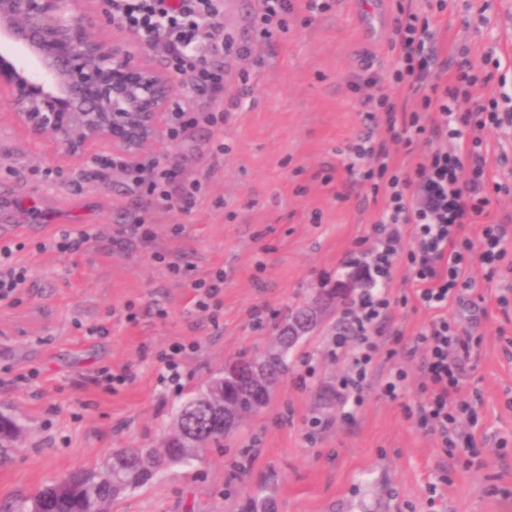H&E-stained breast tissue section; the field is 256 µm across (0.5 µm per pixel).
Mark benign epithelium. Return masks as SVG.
<instances>
[{
    "label": "benign epithelium",
    "instance_id": "obj_1",
    "mask_svg": "<svg viewBox=\"0 0 512 512\" xmlns=\"http://www.w3.org/2000/svg\"><path fill=\"white\" fill-rule=\"evenodd\" d=\"M98 9L84 12L76 0H0V44L18 46L20 56L0 55V95L15 120L34 139H47L67 159L82 157L95 143L133 160L163 135L175 92L166 70L144 61L152 47L94 37L103 23ZM346 285L288 316L277 350L284 355L319 324L326 302ZM262 358L251 356L224 366L201 392L224 397V379L253 382L250 410L267 402L270 380ZM242 404L224 402V428L244 413Z\"/></svg>",
    "mask_w": 512,
    "mask_h": 512
}]
</instances>
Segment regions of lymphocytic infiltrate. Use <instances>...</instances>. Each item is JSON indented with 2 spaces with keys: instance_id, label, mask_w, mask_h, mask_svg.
Returning a JSON list of instances; mask_svg holds the SVG:
<instances>
[{
  "instance_id": "f902f5d3",
  "label": "lymphocytic infiltrate",
  "mask_w": 512,
  "mask_h": 512,
  "mask_svg": "<svg viewBox=\"0 0 512 512\" xmlns=\"http://www.w3.org/2000/svg\"><path fill=\"white\" fill-rule=\"evenodd\" d=\"M222 0H112V17L120 27L141 40L162 48L170 67L190 75L200 94H224L223 67L214 55L232 49L250 56L248 45H233L224 33ZM295 0H259L253 25L259 36L273 38L288 30ZM391 48L394 64L388 75L365 71L350 82L366 109L367 131L346 147L350 174L381 197L383 207L372 226L370 248L363 270L368 286L344 305L331 355L344 366L333 394L347 404L345 419L362 407L368 377L379 352L381 336L391 314L388 287L398 265H405L412 282V297L433 313L417 334L423 349L419 366L420 391L425 399L416 410V423L434 435L441 446L455 442L472 446L465 419L473 404L460 396L465 363L477 339L448 310L470 287L468 273L481 264L486 279H494L512 254V230L490 222L491 197L484 132L512 126V96L478 101L476 90L485 86L468 59L441 60L438 30L432 16L406 8L397 0ZM407 87L413 108H398L388 87ZM431 148L413 169L395 163L391 145L411 149L418 142ZM134 190L157 211L191 209L202 191L200 180L180 168L152 159L141 164L132 179ZM481 227L479 239L465 232Z\"/></svg>"
}]
</instances>
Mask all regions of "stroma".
I'll list each match as a JSON object with an SVG mask.
<instances>
[{"instance_id": "stroma-1", "label": "stroma", "mask_w": 512, "mask_h": 512, "mask_svg": "<svg viewBox=\"0 0 512 512\" xmlns=\"http://www.w3.org/2000/svg\"><path fill=\"white\" fill-rule=\"evenodd\" d=\"M505 2L446 0L436 15L442 57L465 54L478 72L492 73L477 91L482 99L512 89ZM330 4L310 23L297 9L287 33L264 40L253 27L258 0H224L225 32L252 46L251 57L214 59L228 72L224 96L238 107L223 130L200 126L145 151L205 183L188 211H144L123 168L98 177L106 146L60 160L16 125L0 98V241L17 244L14 259L29 271L20 300L0 302V414L23 428L0 464V507L28 512L41 488L72 471L100 469L113 449L159 446L181 405L226 362L264 352L290 312L341 281H353L350 297L363 288L349 261L366 251L380 206L345 169L347 144L365 130L348 83L367 67L390 70L393 0ZM243 70L249 81L239 79ZM486 140L489 172L503 186L492 217L512 225V127L487 129ZM140 213L154 238L116 243L117 225ZM82 230L92 237L75 253L37 249ZM158 253L179 261L187 276L173 277L155 261ZM218 269L224 288L211 316L195 309L189 283ZM471 276L488 297L486 315L465 305L451 315L481 340L461 386L475 404L477 466L444 453L415 424L423 355L416 335L431 314L403 302L410 287L400 268L391 283L390 334L352 422L340 423L331 394L343 370L328 354L338 301L289 352L288 370L262 409L189 465L125 492L112 512H249L262 499L271 512H512V319L495 302L501 294L512 300V271L491 281L477 268ZM255 309L264 312L259 328ZM97 326L107 335H90ZM177 344L187 350L175 386L160 355ZM392 347L399 351L393 361L385 355ZM396 362L410 377L392 399L382 386ZM309 365L314 377L299 384ZM125 368L132 381H102V371Z\"/></svg>"}]
</instances>
